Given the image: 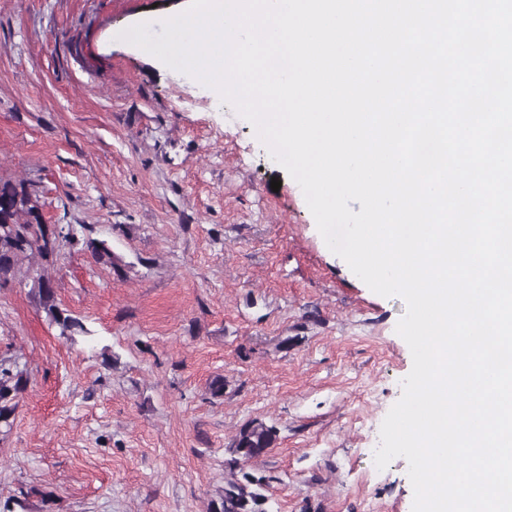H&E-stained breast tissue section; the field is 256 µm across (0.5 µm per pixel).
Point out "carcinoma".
<instances>
[{
	"mask_svg": "<svg viewBox=\"0 0 512 512\" xmlns=\"http://www.w3.org/2000/svg\"><path fill=\"white\" fill-rule=\"evenodd\" d=\"M71 235L60 244L48 235V225L40 212L39 182L29 178L17 182L0 178V288L24 277L30 280L29 295L59 328V336L72 344L91 337L85 324L62 310L57 302L51 279L30 266L22 270L24 260L39 258L48 264L68 246L83 245L98 261L115 271H122L121 259L106 242L91 237H79L75 225H66ZM27 385V377L16 362L0 359V429L10 430L18 408V395ZM276 430L254 419L240 426L225 453V469L230 478L224 490L211 503L210 512H267L264 476L244 470L245 464L258 459L274 447Z\"/></svg>",
	"mask_w": 512,
	"mask_h": 512,
	"instance_id": "carcinoma-1",
	"label": "carcinoma"
}]
</instances>
